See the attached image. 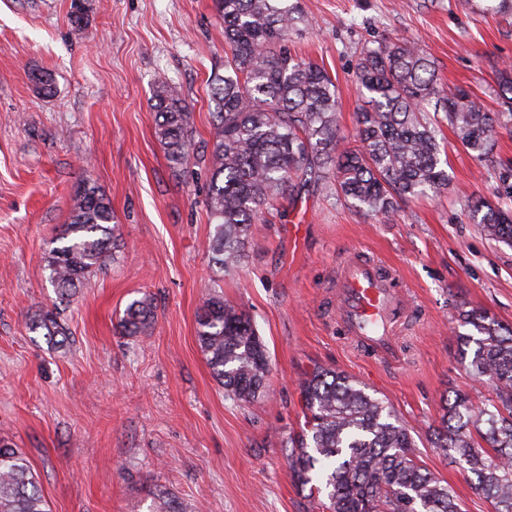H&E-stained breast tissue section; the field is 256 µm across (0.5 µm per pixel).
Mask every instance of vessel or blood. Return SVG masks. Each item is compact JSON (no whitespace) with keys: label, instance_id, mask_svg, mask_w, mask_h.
<instances>
[{"label":"vessel or blood","instance_id":"obj_1","mask_svg":"<svg viewBox=\"0 0 512 512\" xmlns=\"http://www.w3.org/2000/svg\"><path fill=\"white\" fill-rule=\"evenodd\" d=\"M411 303L389 266L361 254L343 257L336 274V316L360 352L390 362L400 356L396 336Z\"/></svg>","mask_w":512,"mask_h":512}]
</instances>
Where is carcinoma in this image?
I'll use <instances>...</instances> for the list:
<instances>
[{
    "mask_svg": "<svg viewBox=\"0 0 512 512\" xmlns=\"http://www.w3.org/2000/svg\"><path fill=\"white\" fill-rule=\"evenodd\" d=\"M224 20V76L210 86L214 103L210 141L212 172L207 198L214 224L209 250L228 273L240 267L252 226L281 197L328 188L355 207L391 218L399 202L448 188L447 160L438 140L445 123L476 161L495 167L498 130L512 129V67L496 71L499 109L486 108L464 88L447 91L423 50L410 42L366 44L352 83L364 106L356 117L357 145L337 152L338 87L322 66L299 59L288 37L304 17L288 0H215ZM155 134L168 161L184 168L197 159L192 112L176 86L157 81ZM489 238L512 246V210L482 199L468 203ZM112 202L89 180L71 198L61 247L45 257L60 301L103 269L117 248ZM155 320L149 296L127 305L124 336L146 333ZM458 320L475 344L467 366L491 385L495 399L468 405L457 390L441 406L436 448L466 462L474 487L495 512H512V327L475 309ZM27 329L52 347L68 340L54 311L42 310ZM197 338L225 396L251 403L263 396L269 372L265 343L250 319L219 296L198 315ZM305 409L301 431L285 449L295 484L313 481L328 490V512H461L448 484L414 457L411 430L389 406L353 377L317 367L300 384ZM0 512H49L33 467L23 453L0 441ZM153 512H184L173 495L154 497Z\"/></svg>",
    "mask_w": 512,
    "mask_h": 512,
    "instance_id": "obj_1",
    "label": "carcinoma"
}]
</instances>
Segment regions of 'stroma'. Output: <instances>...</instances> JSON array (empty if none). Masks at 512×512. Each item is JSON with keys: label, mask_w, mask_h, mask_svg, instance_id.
I'll return each mask as SVG.
<instances>
[{"label": "stroma", "mask_w": 512, "mask_h": 512, "mask_svg": "<svg viewBox=\"0 0 512 512\" xmlns=\"http://www.w3.org/2000/svg\"><path fill=\"white\" fill-rule=\"evenodd\" d=\"M0 0V440L36 471L50 512H149L157 490L185 512H314L325 494L294 484L284 445L304 423L299 382L315 367L344 372L384 400L415 439V456L448 482L461 512H494L462 464L431 447L440 400L491 387L461 362L460 307L512 324V247L486 237L468 199L500 201L512 184V134L496 168L445 130L448 188L404 204L394 220L309 190L279 200L253 227L247 258L211 262L208 162L172 167L155 135L158 77L193 114L198 151L211 140L209 83L224 73V21L214 0ZM308 26L288 46L339 84L340 148L360 103L352 72L362 45L410 41L443 87L469 85L494 104V74L512 65V17L466 0H298ZM50 75L51 93L34 77ZM111 199L122 246L58 303L44 258L83 180ZM361 248L390 264L415 307L391 368L361 354L336 322V263ZM251 319L269 354L261 402L227 398L197 339L205 299ZM151 296L155 322L125 336L118 322ZM57 308L69 341L51 349L26 328Z\"/></svg>", "instance_id": "35a3bbf8"}]
</instances>
